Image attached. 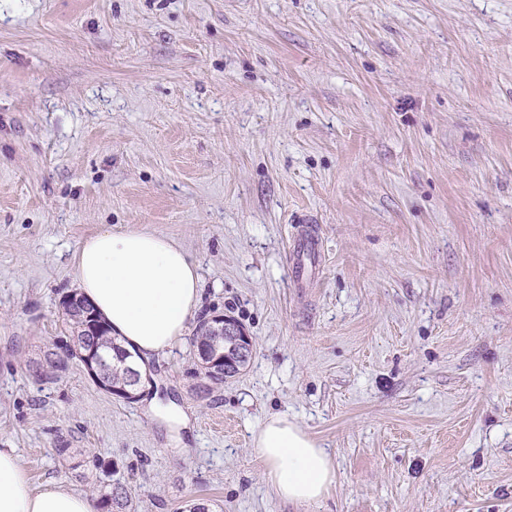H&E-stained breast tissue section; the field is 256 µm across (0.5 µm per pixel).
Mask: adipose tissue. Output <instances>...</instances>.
Here are the masks:
<instances>
[{
	"instance_id": "ef3b65f1",
	"label": "adipose tissue",
	"mask_w": 512,
	"mask_h": 512,
	"mask_svg": "<svg viewBox=\"0 0 512 512\" xmlns=\"http://www.w3.org/2000/svg\"><path fill=\"white\" fill-rule=\"evenodd\" d=\"M73 270L79 292L139 362L171 348L201 305L195 263L161 236L102 230L79 245ZM252 452L282 500L317 503L336 481L330 454L287 415L265 420L252 436ZM0 512L96 509L88 495L61 482L32 487L14 450L0 448Z\"/></svg>"
}]
</instances>
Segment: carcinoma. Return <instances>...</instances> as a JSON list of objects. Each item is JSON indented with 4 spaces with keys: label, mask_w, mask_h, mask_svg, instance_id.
<instances>
[{
    "label": "carcinoma",
    "mask_w": 512,
    "mask_h": 512,
    "mask_svg": "<svg viewBox=\"0 0 512 512\" xmlns=\"http://www.w3.org/2000/svg\"><path fill=\"white\" fill-rule=\"evenodd\" d=\"M78 293H71L62 300V306L65 311L69 327V341L60 345L56 342L46 346L43 351V358L28 362L29 370L39 374L45 380H53L58 377V373L66 368V361L58 358L57 350L65 351L66 356H74L85 350L86 346L93 344L110 361H116L117 357L124 351L116 340L111 336L110 328L105 327L97 336H87L82 329L83 321L74 314V301ZM104 384L116 387L122 386L127 382L126 371L119 365H114L107 369L103 376ZM58 457L67 464L70 469L78 470L82 467H93L95 469L105 467V464L96 455H86L75 448H66L61 446L56 449ZM99 512H131V495L121 485L117 484L103 493L98 502Z\"/></svg>",
    "instance_id": "cac0c4a2"
}]
</instances>
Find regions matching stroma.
Returning a JSON list of instances; mask_svg holds the SVG:
<instances>
[{
	"label": "stroma",
	"instance_id": "obj_1",
	"mask_svg": "<svg viewBox=\"0 0 512 512\" xmlns=\"http://www.w3.org/2000/svg\"><path fill=\"white\" fill-rule=\"evenodd\" d=\"M105 228L187 252L238 375L188 335L133 401L29 372ZM276 413L319 503L254 460ZM0 448L135 512H512V0H0ZM208 327L211 334H209ZM211 336H206V335ZM213 336L216 339L209 345L199 346L197 353L203 359H210L209 365L223 364V371H212L209 366H201L204 369V375L215 384L224 383V376L231 377L239 374L242 368L241 360L249 358L251 355L252 341L246 331L233 319L224 315H215L210 319L204 315L198 321L196 333L193 337V347L199 343L206 344L212 340ZM229 340V347L221 345L220 340ZM202 369V370H203ZM252 452L276 496L315 504L336 481L330 454L297 422L273 414L253 433ZM56 453L58 457L72 470L91 466L95 469L109 466L105 465L98 456L93 454L86 455L85 453L78 451L77 448H66L65 446H60L59 448H56ZM131 495L121 485H113L98 502L100 512H131Z\"/></svg>",
	"mask_w": 512,
	"mask_h": 512
}]
</instances>
